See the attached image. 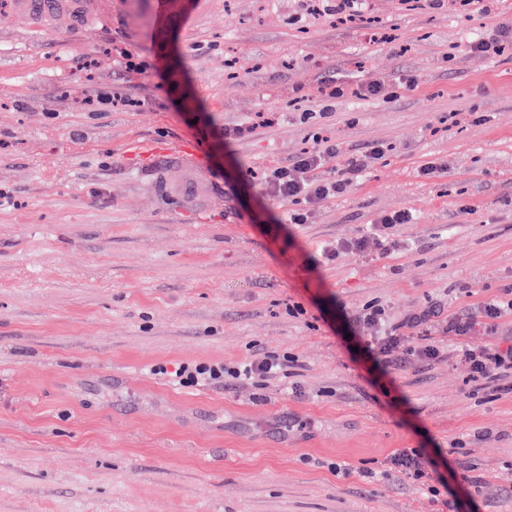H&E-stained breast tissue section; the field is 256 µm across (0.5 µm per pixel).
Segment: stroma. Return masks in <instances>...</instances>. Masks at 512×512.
<instances>
[{
  "label": "stroma",
  "instance_id": "obj_1",
  "mask_svg": "<svg viewBox=\"0 0 512 512\" xmlns=\"http://www.w3.org/2000/svg\"><path fill=\"white\" fill-rule=\"evenodd\" d=\"M339 4L187 0L159 26L116 2L110 26L36 35L0 0V512H512V374L462 357L512 341V313H483L512 301V43L474 47L512 0ZM180 145L211 189L192 202L152 191ZM376 145L310 204L257 181ZM399 211L391 250L355 247ZM432 306L400 348L436 360L355 350L350 319L379 308L390 332ZM261 352L287 376L172 379ZM404 449L424 478L392 473Z\"/></svg>",
  "mask_w": 512,
  "mask_h": 512
}]
</instances>
